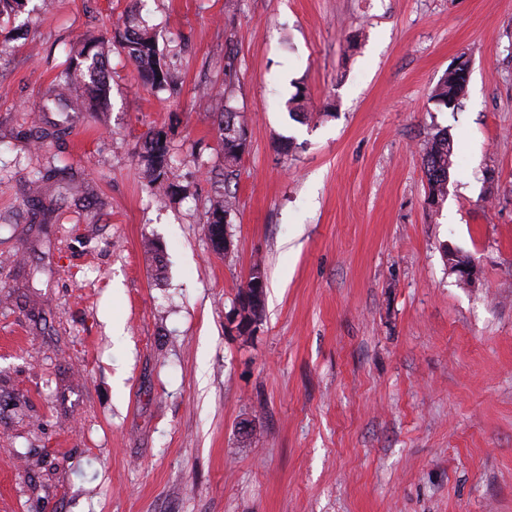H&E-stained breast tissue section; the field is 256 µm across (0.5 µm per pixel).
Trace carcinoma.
<instances>
[{
	"label": "carcinoma",
	"mask_w": 512,
	"mask_h": 512,
	"mask_svg": "<svg viewBox=\"0 0 512 512\" xmlns=\"http://www.w3.org/2000/svg\"><path fill=\"white\" fill-rule=\"evenodd\" d=\"M127 35L120 42L128 58L136 65L143 79L157 88L168 84V72L164 71L158 56V46L150 29L139 21L135 11L124 20ZM97 44L89 43L73 51L74 61L62 71L55 91L53 104L65 112H95L107 104L108 85L105 62ZM465 86L460 79L446 73L436 86L432 99L439 105L454 109L459 105ZM237 113L224 106L220 131L224 144V161L233 167L241 158L246 138L242 124L236 121ZM454 145L448 134L438 133L423 148V165L426 173L431 205L440 204L448 195V178L453 168ZM142 161L153 184L169 179L172 174V157L161 137L151 139L142 155Z\"/></svg>",
	"instance_id": "cac0c4a2"
}]
</instances>
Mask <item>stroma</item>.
I'll return each mask as SVG.
<instances>
[{
    "mask_svg": "<svg viewBox=\"0 0 512 512\" xmlns=\"http://www.w3.org/2000/svg\"><path fill=\"white\" fill-rule=\"evenodd\" d=\"M134 8L164 89L117 43ZM93 39L108 110L42 111ZM462 53L451 111L431 95ZM0 512H512V0H26L0 21ZM222 117L219 129L224 144V161L227 168H231L241 158L246 147V138L242 124L236 121L237 112H233L228 106L224 108ZM454 145L448 134L438 133L423 148L431 205H439L448 195V178L453 168ZM142 161L152 184L159 182L162 185L164 180H169L173 168L172 157L166 142L159 135L153 137L147 144ZM230 207L231 202L227 198H224V200H219L213 203L207 212L206 224L212 223L208 230V240L211 249L217 253L227 250L230 246L228 236L224 233V222L227 223V215H225L223 219L221 217L212 218V216L219 213L223 215L227 214Z\"/></svg>",
    "mask_w": 512,
    "mask_h": 512,
    "instance_id": "obj_1",
    "label": "stroma"
}]
</instances>
